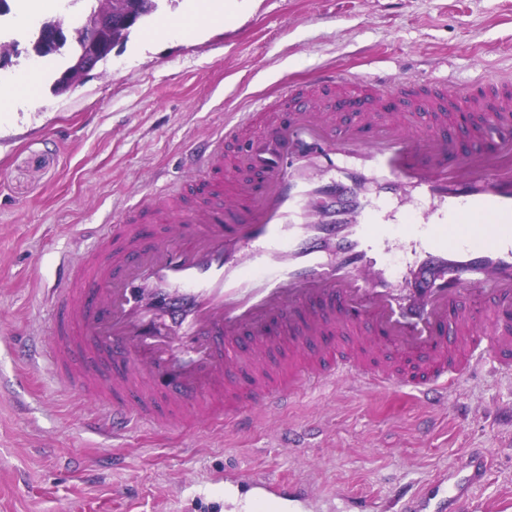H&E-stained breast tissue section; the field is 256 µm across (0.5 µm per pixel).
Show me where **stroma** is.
Wrapping results in <instances>:
<instances>
[{
	"label": "stroma",
	"instance_id": "stroma-1",
	"mask_svg": "<svg viewBox=\"0 0 512 512\" xmlns=\"http://www.w3.org/2000/svg\"><path fill=\"white\" fill-rule=\"evenodd\" d=\"M185 0H160L105 63L68 93L56 56L26 110L0 123V512H248L224 496V475L259 471L309 483L339 512L350 493L378 512L393 488L426 489L482 449L473 512H512V371L459 378L429 408L407 392L360 397L349 380L305 386L287 412L255 410L247 431L85 426L93 402L64 389L43 352L46 297L62 258L77 260L89 228L192 178L184 147L327 67L396 79L447 75L457 85L512 77V0H245L233 18L184 40L152 37ZM0 16L10 74L34 62L38 21Z\"/></svg>",
	"mask_w": 512,
	"mask_h": 512
}]
</instances>
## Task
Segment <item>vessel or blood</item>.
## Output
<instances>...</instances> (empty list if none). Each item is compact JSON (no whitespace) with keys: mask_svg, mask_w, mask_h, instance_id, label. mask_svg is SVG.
<instances>
[{"mask_svg":"<svg viewBox=\"0 0 512 512\" xmlns=\"http://www.w3.org/2000/svg\"><path fill=\"white\" fill-rule=\"evenodd\" d=\"M350 86L368 105L340 127L336 94ZM462 110L472 120L461 138L448 118ZM189 158L193 192L161 193L95 228L49 294L48 363L108 407L113 426H237L342 374L368 395L408 388L444 401L478 362L512 370V325L500 318L512 305V77L390 84L327 68ZM228 189L248 223L218 222ZM172 222L180 236L144 238L143 225ZM462 223L471 233L453 237ZM397 241L412 254L393 271L372 248ZM234 365L243 380L229 378ZM485 469L470 449L450 478L394 503L463 512ZM241 488L255 512L317 496L261 474Z\"/></svg>","mask_w":512,"mask_h":512,"instance_id":"b4317fda","label":"vessel or blood"}]
</instances>
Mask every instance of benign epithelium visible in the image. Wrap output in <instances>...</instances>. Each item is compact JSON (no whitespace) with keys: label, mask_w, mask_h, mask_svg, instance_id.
I'll use <instances>...</instances> for the list:
<instances>
[{"label":"benign epithelium","mask_w":512,"mask_h":512,"mask_svg":"<svg viewBox=\"0 0 512 512\" xmlns=\"http://www.w3.org/2000/svg\"><path fill=\"white\" fill-rule=\"evenodd\" d=\"M140 15L139 0H111L106 11L81 17L69 24L43 23L33 45L34 53L40 57L47 58L71 42L81 47L73 57V75L59 78L56 93L67 92L75 86L76 80L89 76L118 44L115 33L133 28L138 24Z\"/></svg>","instance_id":"obj_1"}]
</instances>
